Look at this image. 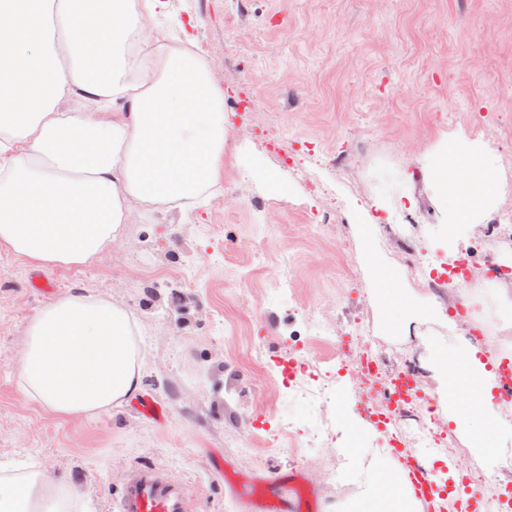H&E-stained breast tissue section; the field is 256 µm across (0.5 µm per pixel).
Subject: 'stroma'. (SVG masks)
<instances>
[{
    "label": "stroma",
    "mask_w": 512,
    "mask_h": 512,
    "mask_svg": "<svg viewBox=\"0 0 512 512\" xmlns=\"http://www.w3.org/2000/svg\"><path fill=\"white\" fill-rule=\"evenodd\" d=\"M146 25L154 39L192 26L224 92L231 127L217 191L188 212L134 206L122 237L87 266L44 268L0 247V475L36 468L78 486L90 512H118L128 472L154 468L185 485L186 512H249L214 470L219 454L237 476L279 477L285 496L295 493L288 473H300L316 483L319 512H332L361 492L341 477L335 400L355 404L363 385L341 377L322 406L259 369L255 350L287 356L303 313L302 355L317 362L333 330L359 318L428 367L424 341L412 348L387 331L376 298L382 270L414 289L443 254L422 176L415 209L389 217L417 228L421 270H407L380 225L366 239L357 227L370 224L390 175L446 135L492 149L506 188L488 221L512 222V0H166ZM254 165L283 192L252 178ZM312 209L327 223H308ZM212 245L228 261L214 263ZM73 288L120 303L139 325L142 391L98 416L49 413L18 386L29 323ZM286 419L325 431V447L285 434L260 447L263 428ZM448 434L457 454L430 467L432 480L480 469L477 512H512V489L496 481L512 467V443L489 456L456 421Z\"/></svg>",
    "instance_id": "stroma-1"
}]
</instances>
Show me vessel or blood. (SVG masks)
<instances>
[{"instance_id":"b4317fda","label":"vessel or blood","mask_w":512,"mask_h":512,"mask_svg":"<svg viewBox=\"0 0 512 512\" xmlns=\"http://www.w3.org/2000/svg\"><path fill=\"white\" fill-rule=\"evenodd\" d=\"M238 489L257 512H316V500L306 496L291 500L281 494H268L258 482L241 479ZM184 485L170 476L140 470L130 474L119 501L118 512H183Z\"/></svg>"}]
</instances>
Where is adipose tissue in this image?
Instances as JSON below:
<instances>
[{
	"label": "adipose tissue",
	"instance_id": "1",
	"mask_svg": "<svg viewBox=\"0 0 512 512\" xmlns=\"http://www.w3.org/2000/svg\"><path fill=\"white\" fill-rule=\"evenodd\" d=\"M163 0H0V246L50 267L89 265L128 224L132 203L186 207L219 181L227 141L224 97L200 52L145 43L143 20ZM115 106L112 117L65 112L71 97ZM439 214L449 259L469 245L502 189L490 149L444 139L418 158ZM440 399L461 390L480 400L460 410L475 448L493 455L512 425L492 404L494 369L461 345L434 349ZM22 393L45 411L97 415L142 390L130 315L76 288L30 322L17 366ZM346 477L361 495L346 512H421L406 471L386 449L363 462L365 434L344 415ZM84 495L44 472L0 477V512H85Z\"/></svg>",
	"mask_w": 512,
	"mask_h": 512
}]
</instances>
